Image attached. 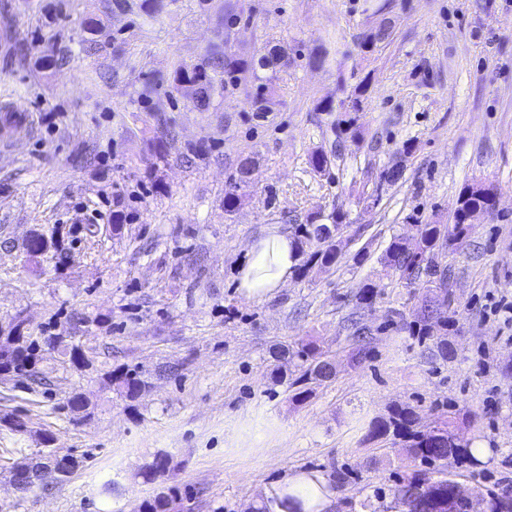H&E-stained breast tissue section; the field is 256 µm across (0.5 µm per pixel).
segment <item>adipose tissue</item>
<instances>
[{"instance_id":"adipose-tissue-1","label":"adipose tissue","mask_w":512,"mask_h":512,"mask_svg":"<svg viewBox=\"0 0 512 512\" xmlns=\"http://www.w3.org/2000/svg\"><path fill=\"white\" fill-rule=\"evenodd\" d=\"M300 257L293 238L269 231L249 244L239 269L238 288L247 299L261 301L285 286ZM337 494L318 471L286 476L264 492L268 512H333Z\"/></svg>"}]
</instances>
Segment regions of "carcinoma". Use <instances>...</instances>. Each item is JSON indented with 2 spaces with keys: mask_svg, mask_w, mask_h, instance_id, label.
<instances>
[{
  "mask_svg": "<svg viewBox=\"0 0 512 512\" xmlns=\"http://www.w3.org/2000/svg\"><path fill=\"white\" fill-rule=\"evenodd\" d=\"M237 22H228L225 16H219L217 28L218 41L213 43L206 54L196 63L187 65L181 62L174 64L170 73L160 74L143 84L140 97L151 100L159 88L166 86V97H171L176 91L189 99L201 112H208L216 98L224 95L228 88L239 86L247 75L256 72V68L276 70L282 58L283 49L275 48L267 54L252 60L236 54L229 40L230 29ZM250 111L260 117L272 111V100L267 90H260L250 101ZM150 167L166 160L168 141L164 136L153 137L146 144ZM248 167L241 165L238 181L224 192V212L231 214L240 205L238 189L245 182ZM460 211L470 207L485 204V199L478 194L475 185H467L459 194ZM343 216H331L332 224L319 222V217L311 216L306 223L297 228L298 252L305 253V248L311 245L316 250L311 252L308 262L316 263L324 268H330L339 260L341 254L340 242L331 235L330 226L340 228ZM418 247L414 251L406 249L400 238H393L384 255V265L394 271L408 285H415L423 280L429 288L435 289L432 294L421 298L416 320L409 324L412 335L420 342L433 337V328H438L442 335H448V324L452 319L455 299L451 290L449 268L443 266L439 256L443 250L459 253L464 250L474 225L462 223L459 211L454 212L451 224H419ZM63 336L60 333H50L46 336H31L14 329L0 339V368L12 372L15 376L25 377L32 382H40V371L37 368V358L44 346L54 348L62 346ZM294 358L301 360V373L293 381L298 386L296 398H307L306 385L312 380L324 381L331 377L332 371L327 360L317 354L312 345H305L297 351L286 348L275 354L278 362L290 361ZM109 384L117 387L118 393L130 402L136 401L145 389L146 382L139 371L120 368L107 373ZM413 414L410 409H400L386 421H377L369 429V436L378 438L393 433L406 438L413 459L420 462L416 469L403 476L396 483L394 494L405 508L412 512L411 506L418 498H423L427 506L426 512H470L468 500L454 497L455 482L450 479L432 478V470L440 463L460 465L466 461L473 465L479 460L473 457L470 450L456 443L448 442L451 434L449 424L442 423L432 429L421 432L411 429ZM44 478L38 487L43 491L53 490L69 473L67 467L59 462L45 464ZM488 512H512V488L505 487L489 501Z\"/></svg>",
  "mask_w": 512,
  "mask_h": 512,
  "instance_id": "cac0c4a2",
  "label": "carcinoma"
}]
</instances>
